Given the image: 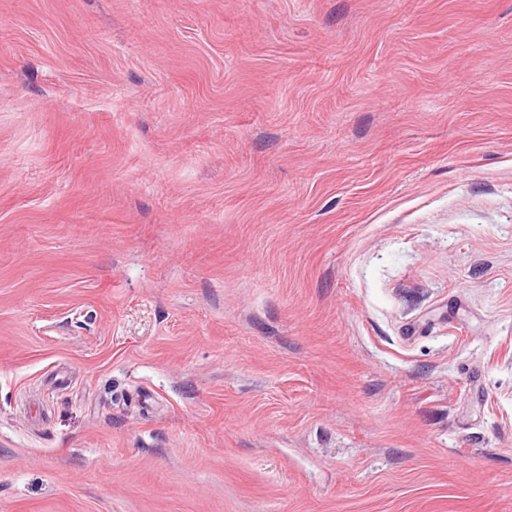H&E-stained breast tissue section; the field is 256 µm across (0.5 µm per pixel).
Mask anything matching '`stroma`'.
<instances>
[{"instance_id":"1","label":"stroma","mask_w":512,"mask_h":512,"mask_svg":"<svg viewBox=\"0 0 512 512\" xmlns=\"http://www.w3.org/2000/svg\"><path fill=\"white\" fill-rule=\"evenodd\" d=\"M0 512H512V0H0Z\"/></svg>"}]
</instances>
